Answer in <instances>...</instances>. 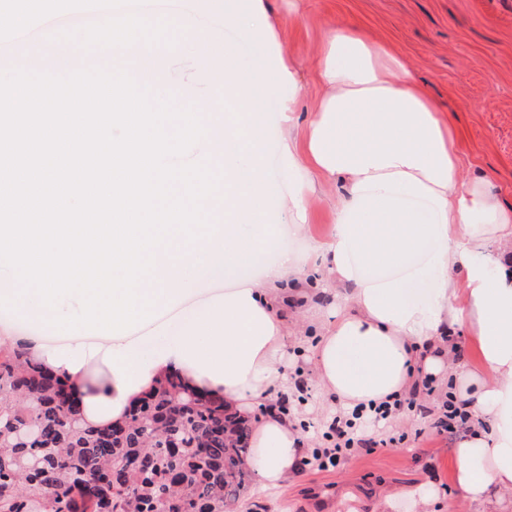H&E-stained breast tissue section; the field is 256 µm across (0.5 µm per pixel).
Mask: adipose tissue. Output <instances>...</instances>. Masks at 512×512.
<instances>
[{"instance_id":"ef3b65f1","label":"adipose tissue","mask_w":512,"mask_h":512,"mask_svg":"<svg viewBox=\"0 0 512 512\" xmlns=\"http://www.w3.org/2000/svg\"><path fill=\"white\" fill-rule=\"evenodd\" d=\"M230 21L259 38L249 71L213 31L194 28L178 43L185 51L210 46L207 67L224 85L223 105L204 108L209 134L192 156L211 153L228 198L204 202L223 215L211 240L189 244L171 234L156 248V269L136 292H160V310L200 274L250 266L279 232L269 221L263 110L271 88L265 43L274 29L263 0H239ZM168 58L162 49L144 57L143 78L152 97L187 104L190 93L163 82ZM315 65L322 92L305 136L296 133V98L283 106L291 187L281 206L300 226L307 220L305 181L342 187L328 246L311 247L303 263L281 252L261 278L210 299L201 317L145 360L125 334L97 345L80 333L51 347L35 332L21 337L22 348L65 378L84 419L96 426L122 424L140 397L172 376L223 397L252 421L248 466L265 488L277 489L304 452L288 414H255L272 384H288L275 364L298 331L277 308L288 293L299 300L316 290L333 293L341 299L335 314L314 307L307 319L319 331L310 361L322 393L349 411L403 396L420 374L459 379L470 417L453 446L459 490L474 512H499L512 491V206L488 180L461 179L447 116L389 46L357 27L331 26ZM430 278L435 288L415 300L412 282ZM460 327L479 340V371L452 361L451 333Z\"/></svg>"}]
</instances>
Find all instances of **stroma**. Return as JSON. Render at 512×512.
I'll use <instances>...</instances> for the list:
<instances>
[{"label":"stroma","instance_id":"stroma-1","mask_svg":"<svg viewBox=\"0 0 512 512\" xmlns=\"http://www.w3.org/2000/svg\"><path fill=\"white\" fill-rule=\"evenodd\" d=\"M269 14L281 24L277 43L268 48V70L276 105L300 92V127L313 117L318 79L312 66L324 27L329 22L354 23L369 36L391 46L450 121L462 141L463 179L487 176L504 202L512 204V0H266ZM290 60L291 82L278 80L282 60ZM166 82L191 88L196 97L223 101L224 88L213 83L202 54L171 53ZM279 112L269 114L266 151L274 198L288 192V159L280 141ZM329 188L310 194L307 236H293L286 212L274 209L281 230L270 250L304 249L307 241L329 242L335 226ZM224 280L195 282L190 291L160 319L135 328L131 339L141 357L160 347L161 329L176 330L203 309L199 289L223 292ZM291 387L306 389L308 398L286 397L271 389L264 406L282 408L298 424H311L303 448L312 451L321 440L315 431L332 405L321 393L306 350L288 345L279 365ZM445 383L432 395L419 394L415 410L396 415L385 426L402 436L396 447L373 454L356 452L327 470L300 466L281 489L259 492L250 485L243 499L247 512H470L457 491L452 443L436 434Z\"/></svg>","mask_w":512,"mask_h":512}]
</instances>
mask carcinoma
Returning <instances> with one entry per match:
<instances>
[{
  "mask_svg": "<svg viewBox=\"0 0 512 512\" xmlns=\"http://www.w3.org/2000/svg\"><path fill=\"white\" fill-rule=\"evenodd\" d=\"M250 436L223 398L177 378L125 424L87 426L52 372L0 350V512H235Z\"/></svg>",
  "mask_w": 512,
  "mask_h": 512,
  "instance_id": "cac0c4a2",
  "label": "carcinoma"
}]
</instances>
